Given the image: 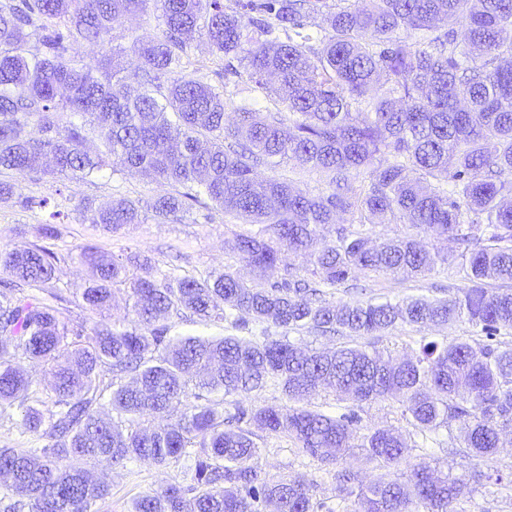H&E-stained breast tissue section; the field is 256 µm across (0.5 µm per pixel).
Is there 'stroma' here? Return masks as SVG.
Here are the masks:
<instances>
[{"label": "stroma", "mask_w": 512, "mask_h": 512, "mask_svg": "<svg viewBox=\"0 0 512 512\" xmlns=\"http://www.w3.org/2000/svg\"><path fill=\"white\" fill-rule=\"evenodd\" d=\"M183 68L200 80L222 88L229 107L242 101H250L264 112L281 111L274 95L268 94L249 82L246 75H228L224 72L223 57L212 54L205 44L192 43L184 55ZM0 178L19 184L24 194L49 197L58 204L63 218L58 224V235L47 238L40 234L39 224L45 223L47 212L23 209L13 203H0V247L37 243L57 253L58 288L66 294L68 301L61 306V317L71 322L94 321L95 316L81 306L79 289L87 274L75 256L83 246L92 245L100 251L113 255H138L159 269L177 275L196 274L212 268L227 269L243 278H250L249 268L225 247L227 239L237 233L260 232L261 227L243 219L211 209L208 215L197 211L184 214L181 221L156 223L149 220L143 224H130L120 231L108 234L96 225L83 221L76 210L79 201L86 200L97 205L116 197H125L140 204L152 202L157 196L168 193V185L153 178L130 174L124 171L108 173L87 180L60 179L55 182L37 180L29 172L5 171ZM467 282L456 262L440 264L422 278H406L383 272L359 275L347 284L325 287L324 297L330 302H383L408 296H448L466 288ZM478 328L464 321L444 326L399 325L375 336H324L307 329L289 331L291 341L312 348L376 347L396 354H411L417 351L421 339L453 340L479 336ZM359 433L377 428L392 427L402 432H411V425L401 414L397 403L378 400L362 404L359 412ZM448 432L439 430L436 440L430 444L412 443L394 472L406 476L410 466L420 464L442 472H452L465 485V493L453 505L455 512H512V434L503 439L499 453L487 460L451 456L448 453ZM261 449L262 474L269 479L284 475L301 476L313 485L316 499L324 501L334 512H350V501L336 495V473L349 468L356 471L363 481L375 479L379 473L377 463L368 461L361 452L344 457L333 463H324L305 455L293 439L286 435L261 434L257 439ZM87 469L95 476L106 479L111 493L98 504V512H127L131 500L150 490L169 483L185 482L182 462L173 461L163 467L149 463H135L129 469H112L107 463L90 461ZM498 473L501 484L476 481L475 472Z\"/></svg>", "instance_id": "obj_1"}]
</instances>
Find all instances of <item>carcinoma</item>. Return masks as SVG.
Returning a JSON list of instances; mask_svg holds the SVG:
<instances>
[{
  "instance_id": "cac0c4a2",
  "label": "carcinoma",
  "mask_w": 512,
  "mask_h": 512,
  "mask_svg": "<svg viewBox=\"0 0 512 512\" xmlns=\"http://www.w3.org/2000/svg\"><path fill=\"white\" fill-rule=\"evenodd\" d=\"M150 11L158 33L137 45L131 67L112 31ZM196 36L226 69L244 66L288 116L242 104L228 124L224 92L182 72ZM78 40L101 47L96 66L70 55ZM88 129L103 150L86 149ZM275 157L331 175L333 189L258 179L255 169ZM0 170L40 180L148 172L181 191L154 200L149 216L124 197L82 202L83 220L112 234L212 204L264 225L228 241L260 277L286 252L309 255L329 286L367 270L416 277L448 262L416 235L374 242L338 223L356 214L453 241L469 282L448 298L333 304L293 276L248 284L229 271L180 276L148 264L132 276L123 259L85 246L80 297L100 315L87 328L59 318L55 252L1 248L9 281L0 293V416L16 411L31 438L28 448H0L3 512H97L110 488L83 462L126 469L182 458L190 483L145 492L129 512H322L304 478L262 476L253 429L285 434L325 462L350 450L355 407L381 399L397 401L422 436L461 423L448 443L466 457L494 456L512 429V346L498 340L512 329V290L492 287L512 282V0H0ZM10 201L48 205L0 181V202ZM122 284L133 319L117 326L101 313ZM174 314L350 336L463 319L482 336L423 339L398 359L375 348L305 350L286 335L177 334ZM23 362L52 376L51 405L29 403L34 381ZM270 383L292 405L236 400ZM323 386L353 407L304 406ZM357 448L383 473L369 484L336 473L351 512H453L459 479L420 465L404 483L393 475L407 448L401 432L376 429Z\"/></svg>"
}]
</instances>
